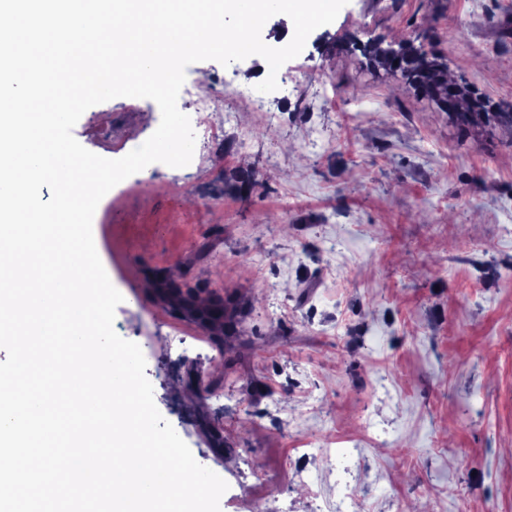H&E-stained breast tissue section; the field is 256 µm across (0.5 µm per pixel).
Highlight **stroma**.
<instances>
[{
	"instance_id": "35a3bbf8",
	"label": "stroma",
	"mask_w": 512,
	"mask_h": 512,
	"mask_svg": "<svg viewBox=\"0 0 512 512\" xmlns=\"http://www.w3.org/2000/svg\"><path fill=\"white\" fill-rule=\"evenodd\" d=\"M416 34L512 112V0H349L279 69L287 96L264 94L276 124L233 94L260 83L261 56L188 66L217 150L146 167L92 227L123 296L114 329L141 347L163 418L226 481L221 512L331 508L342 473L303 458L309 438L348 449L363 512H512V127L461 126L370 63L373 40ZM160 120L153 100L119 97L73 135L118 159ZM153 269L233 299L237 333L169 313ZM173 328L200 353L179 356Z\"/></svg>"
}]
</instances>
